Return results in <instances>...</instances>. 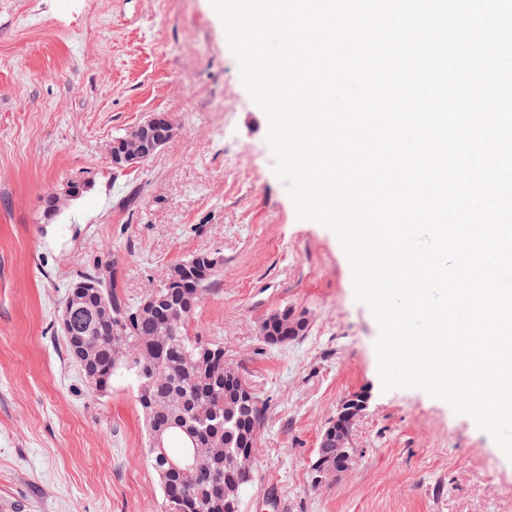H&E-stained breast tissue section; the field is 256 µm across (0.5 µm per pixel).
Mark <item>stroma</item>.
I'll return each instance as SVG.
<instances>
[{"label": "stroma", "mask_w": 512, "mask_h": 512, "mask_svg": "<svg viewBox=\"0 0 512 512\" xmlns=\"http://www.w3.org/2000/svg\"><path fill=\"white\" fill-rule=\"evenodd\" d=\"M156 112L174 136L113 169L112 140ZM267 130L210 0H0V512H161L134 384L92 392L58 314L98 265L133 302L200 251L224 265L188 333L223 344L264 409L241 512H512V461L470 417L382 390L378 324L334 233L297 219ZM84 178L44 220L43 196ZM284 308L308 329L267 345ZM360 391L356 465L312 485L322 429Z\"/></svg>", "instance_id": "stroma-1"}]
</instances>
